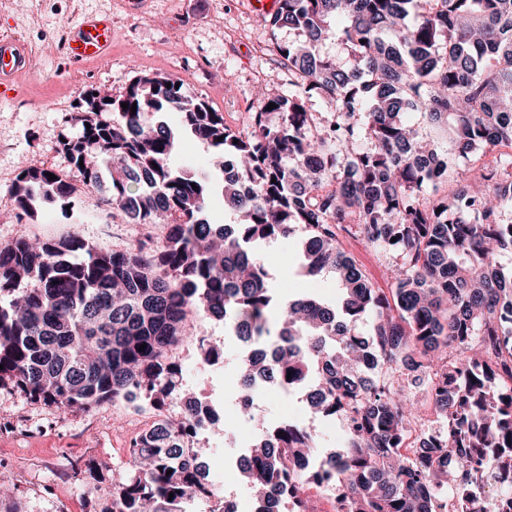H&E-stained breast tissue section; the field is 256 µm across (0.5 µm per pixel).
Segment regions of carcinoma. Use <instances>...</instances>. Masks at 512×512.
<instances>
[{
    "label": "carcinoma",
    "instance_id": "cac0c4a2",
    "mask_svg": "<svg viewBox=\"0 0 512 512\" xmlns=\"http://www.w3.org/2000/svg\"><path fill=\"white\" fill-rule=\"evenodd\" d=\"M269 25L294 34L274 38L272 51L295 91L265 98L242 131L176 79L144 75L110 111L95 109L98 88L80 94L65 117L77 133L59 142L70 174L19 172L20 219L41 201L71 204L73 175L135 224L164 217L167 232L158 249L148 238L103 250L75 235L0 244V384L65 409L181 398L178 422L159 419L129 448L112 512H182L193 493L214 501L209 512H238L192 457L216 412L182 395L172 357L203 311L231 336L278 343L272 359L237 357L249 419L261 374L285 396L310 388V409L344 430L321 469L303 470L295 462L316 460V435L288 419L261 423L237 462L251 499L311 512L303 488L332 480L340 512H440L451 492L470 500L483 464L512 501V386L501 380L503 357L512 359V266L500 264L512 252V221L502 219L512 153L483 163L462 190L428 194L455 181L449 156L512 149V0H280ZM335 34L339 57L321 51ZM316 100L336 112L320 132ZM358 112L370 146L353 150ZM166 113L234 173L218 186L210 171L176 165L174 130L149 121ZM217 194L230 223L212 218ZM346 224L395 257L390 295L342 249ZM298 228L303 273L334 277L341 308L278 298L255 248ZM195 340L203 363L224 359L208 337ZM419 391L437 426L403 454Z\"/></svg>",
    "mask_w": 512,
    "mask_h": 512
}]
</instances>
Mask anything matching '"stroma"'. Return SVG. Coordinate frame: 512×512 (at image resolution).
<instances>
[{"mask_svg":"<svg viewBox=\"0 0 512 512\" xmlns=\"http://www.w3.org/2000/svg\"><path fill=\"white\" fill-rule=\"evenodd\" d=\"M112 12V55L102 62L68 67L56 49L58 30L77 25L88 13ZM23 43L34 56V68L18 80L15 99L0 101V244L20 236L59 239L77 235L102 249H121L143 237L164 236L163 228L146 231L122 212L98 205L99 191L81 189L70 209L46 203L36 220H18L11 195L22 164L57 172L68 169L59 141L67 128L63 119L73 111L80 92L94 86L112 95L124 93L138 76L162 73L179 79L195 97L224 115L227 127H246L259 111L264 94L287 93V67L270 50V28L265 17L250 12L243 0H149L142 14L125 10L120 0H0V37ZM342 248L381 291L391 281L390 255L366 246L355 234L341 233ZM257 254L282 295L310 294L340 306L341 295L332 278L310 279L298 273L301 263L295 239L259 244ZM189 336L174 350L189 392L211 402L219 411L233 410L240 376L235 358L238 347L225 345V360L217 366L202 364L197 335L224 337V325L197 313L191 317ZM254 420L232 419L199 436L197 445L209 478L218 491L247 498L232 448L224 443L232 430L238 446H246L258 421L287 418L307 427L322 440L323 449L340 447V423L313 414L304 393L281 398L256 391ZM0 477H8L12 496L0 512H110L112 492L129 471L132 440L151 429L157 411L144 401L108 402L90 410L60 409L28 399L0 385ZM103 466L90 484L75 482L74 469L88 461Z\"/></svg>","mask_w":512,"mask_h":512,"instance_id":"35a3bbf8","label":"stroma"}]
</instances>
